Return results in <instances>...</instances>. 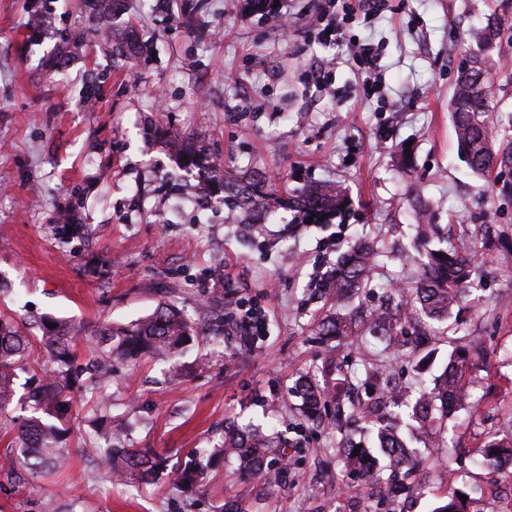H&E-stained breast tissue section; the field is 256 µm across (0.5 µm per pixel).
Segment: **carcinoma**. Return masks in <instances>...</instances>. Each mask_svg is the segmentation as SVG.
Segmentation results:
<instances>
[{"mask_svg":"<svg viewBox=\"0 0 512 512\" xmlns=\"http://www.w3.org/2000/svg\"><path fill=\"white\" fill-rule=\"evenodd\" d=\"M507 30L501 20L493 17L474 32L478 53L469 59L468 67L458 70L449 102L459 149L473 172L481 175L494 167H512V111L495 110L487 59V52L502 42ZM268 200V193L258 181L226 182L224 197L215 198L216 202L243 213L253 224L258 223L261 215L270 213ZM344 203V187L326 185L304 191L296 208L304 215L322 218L340 211ZM375 257L373 245L360 240L338 258L329 277V288L336 292V302L350 300L368 285ZM411 262L417 275L408 289V322L427 342L437 335L434 324L444 323L454 311L463 310V293L472 285L476 273L474 255L440 240L438 246L427 250L426 260L413 257ZM355 326V321L341 314L322 322L318 334L331 341H341L353 333ZM39 328L42 379L18 398L15 380L18 371L28 365L32 337L14 319L0 316V413L16 404L32 411V416L17 426L19 453L0 456V471L7 470L20 481L27 477H48L66 463L67 454L59 442L62 425L72 419L74 385L81 384L84 394L90 396L96 407L108 411L111 402L96 397V386L100 379L112 376V361L118 359L135 365L146 357L172 359L182 354L194 338L204 335L203 329L195 326L183 312L168 305H161L146 318L121 327L104 323L89 328L80 323L44 318ZM77 336L90 337L95 342L97 354L89 370L76 364ZM474 360L469 342L454 340L448 362L435 377L434 386L420 392L409 415L419 424L421 432H444L445 421L453 413L450 401L465 396L463 380ZM390 367L391 359L379 361L368 376L377 396L367 404L354 407L352 415L373 425L379 452L398 471L400 465L413 462V454L401 433L406 422L391 411L399 401L389 384ZM322 378L321 382L308 375L299 379L301 412L307 420L320 417L328 401L336 404L338 412H343L344 386L335 377V368L323 370ZM280 444L281 437L251 426L230 424L224 430V453L238 458L254 477L266 484L276 480L278 471L269 468L267 457ZM338 451L350 469L369 470L373 466L370 453L364 448L355 450L348 438L341 440ZM511 451L512 441H498L485 445L480 453L484 462L493 465L501 455ZM86 452L116 479L135 473L142 481L150 482L167 466V459L148 448H115L98 440ZM203 456L202 452L179 470L182 482L191 484L198 478L203 469Z\"/></svg>","mask_w":512,"mask_h":512,"instance_id":"1","label":"carcinoma"}]
</instances>
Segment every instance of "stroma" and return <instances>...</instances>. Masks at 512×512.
<instances>
[{
    "mask_svg": "<svg viewBox=\"0 0 512 512\" xmlns=\"http://www.w3.org/2000/svg\"><path fill=\"white\" fill-rule=\"evenodd\" d=\"M385 3L350 29L380 56L368 95L364 70L318 42L324 0H294L286 40L273 22L241 16L234 0H113L103 14L85 0H0V313L35 336L43 315L95 326L130 323L163 303L182 310L207 334L178 359L180 379L164 361L116 360L103 390L113 414L134 425L125 446L173 463L203 448L212 456L189 493L171 471L149 484L112 481L85 455L107 424L81 402L62 442L67 468L22 482L0 473V512H45L51 500L72 512H220L230 500L246 512H433L458 491L468 512H504L495 490L512 476L477 458L485 443L512 436V192L460 157L448 101L476 49L470 31L492 15L512 25V0ZM99 30L129 45L126 57L99 49ZM330 57L323 91L315 73ZM195 150L209 158L212 184L181 168L179 155ZM226 178L260 180L291 200L337 182L347 203L327 224H294L278 210L257 235L210 203L213 183ZM63 210L81 237L61 236ZM421 220L476 245L467 297L478 310L439 324L445 339L422 373L409 331L322 343L316 327L336 301L317 280L368 240L373 282L349 305L401 311L410 281L402 257L420 250ZM251 307L268 322L259 341L239 328ZM458 337L486 353L466 376L475 411L449 417L453 449L414 433V494L403 504L383 498L387 458L370 475L347 469L340 431L303 421L295 383L331 359L365 403L366 369L391 346V376L412 402ZM229 422L283 432L290 448L278 486L224 457Z\"/></svg>",
    "mask_w": 512,
    "mask_h": 512,
    "instance_id": "obj_1",
    "label": "stroma"
}]
</instances>
